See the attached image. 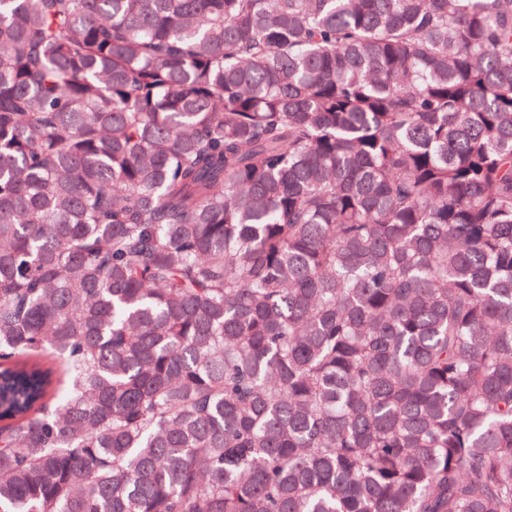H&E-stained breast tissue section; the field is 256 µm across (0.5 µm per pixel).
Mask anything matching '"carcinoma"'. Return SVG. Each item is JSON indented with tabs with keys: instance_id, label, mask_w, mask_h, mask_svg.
Masks as SVG:
<instances>
[{
	"instance_id": "1",
	"label": "carcinoma",
	"mask_w": 512,
	"mask_h": 512,
	"mask_svg": "<svg viewBox=\"0 0 512 512\" xmlns=\"http://www.w3.org/2000/svg\"><path fill=\"white\" fill-rule=\"evenodd\" d=\"M0 512H512V0H0Z\"/></svg>"
}]
</instances>
